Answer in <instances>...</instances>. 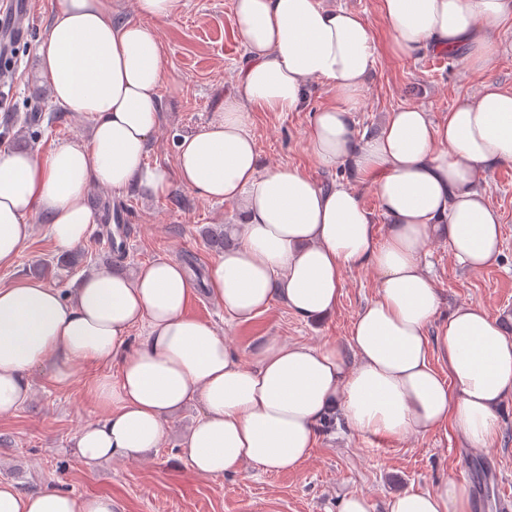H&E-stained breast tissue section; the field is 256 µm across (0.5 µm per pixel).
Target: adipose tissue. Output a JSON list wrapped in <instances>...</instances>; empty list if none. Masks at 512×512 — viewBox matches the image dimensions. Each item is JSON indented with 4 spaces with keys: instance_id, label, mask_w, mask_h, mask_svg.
<instances>
[{
    "instance_id": "obj_1",
    "label": "adipose tissue",
    "mask_w": 512,
    "mask_h": 512,
    "mask_svg": "<svg viewBox=\"0 0 512 512\" xmlns=\"http://www.w3.org/2000/svg\"><path fill=\"white\" fill-rule=\"evenodd\" d=\"M177 2L136 0L138 21L124 22L113 17L112 0H56L40 72L55 104L94 124L87 139L45 155L0 150V268L14 264L38 221L58 247L82 244L99 220L92 188L118 195L136 185L162 197L179 185L240 209L236 245L205 277L229 321L249 322L277 300L301 319L325 318L347 268L373 269L378 294L355 316L347 347L273 340L247 366L213 322L188 314L193 285L170 258L130 276L94 269L67 300L35 278L0 286V417L29 400L39 366L51 365V381L65 387L83 366L114 364L117 375L91 390L102 421L73 437L89 465L141 458L160 446L168 416L194 402L204 414L183 449L209 477L247 465L295 469L315 447L320 423L336 413L361 434L401 438L450 425L469 447H490L498 408L512 395V339L479 303L439 318L423 259L425 244L442 233L459 264L497 263L501 215L483 183L512 162V91L485 83L440 123L423 108H400L370 134L356 120L376 65L363 15L320 0H233L247 55L236 91L205 127L183 136L169 171L145 157L167 81L156 23ZM380 10L397 55L461 52L480 69L498 50L492 26L512 17V0H380ZM312 82L336 91L335 103L312 116L313 157L323 168L349 169L353 184L326 187L298 167L260 163L251 107L298 111ZM358 182L374 190L388 219L384 235ZM137 327L144 337L134 347ZM436 351L447 375L432 364ZM0 512L114 509L108 496L24 494L0 482ZM386 512H472V504L448 481L397 494Z\"/></svg>"
}]
</instances>
